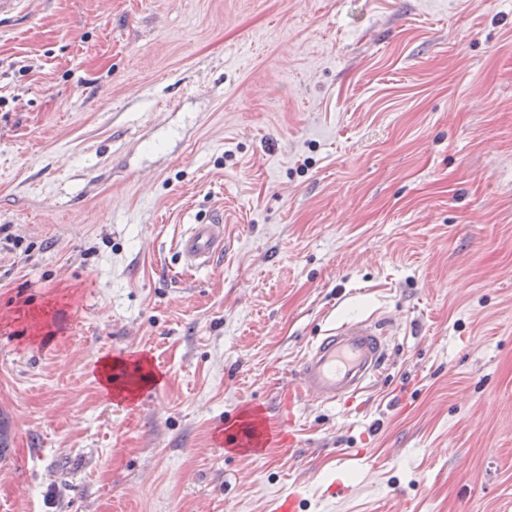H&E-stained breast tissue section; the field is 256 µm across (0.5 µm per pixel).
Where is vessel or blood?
Returning a JSON list of instances; mask_svg holds the SVG:
<instances>
[{"label":"vessel or blood","instance_id":"obj_1","mask_svg":"<svg viewBox=\"0 0 512 512\" xmlns=\"http://www.w3.org/2000/svg\"><path fill=\"white\" fill-rule=\"evenodd\" d=\"M224 249V217L212 213L188 224L176 242L183 269L211 267ZM381 316L346 320L315 338L301 358L294 384L300 399L348 405L373 385L390 350Z\"/></svg>","mask_w":512,"mask_h":512}]
</instances>
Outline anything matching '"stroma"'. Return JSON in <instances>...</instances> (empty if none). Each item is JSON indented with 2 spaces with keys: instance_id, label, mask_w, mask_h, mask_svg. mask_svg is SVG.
<instances>
[{
  "instance_id": "1",
  "label": "stroma",
  "mask_w": 512,
  "mask_h": 512,
  "mask_svg": "<svg viewBox=\"0 0 512 512\" xmlns=\"http://www.w3.org/2000/svg\"><path fill=\"white\" fill-rule=\"evenodd\" d=\"M374 313L380 378L296 399L313 339ZM139 356L115 407L95 365ZM254 411L265 446H222ZM0 414V512H512V0L1 23ZM224 250V214L211 213L207 219L187 225L176 242L183 269L201 271L211 267Z\"/></svg>"
}]
</instances>
